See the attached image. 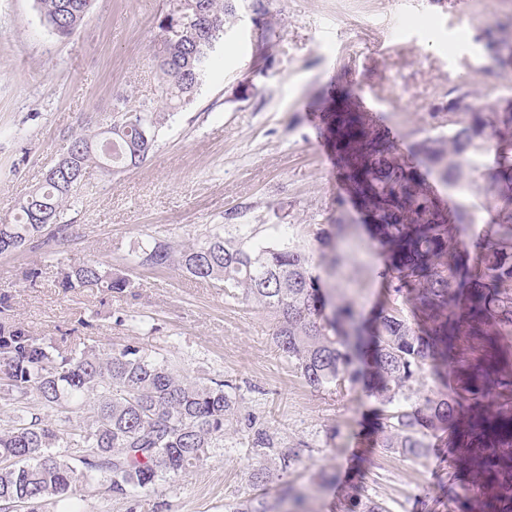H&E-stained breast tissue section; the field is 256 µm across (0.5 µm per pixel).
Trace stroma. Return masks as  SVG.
<instances>
[{
  "mask_svg": "<svg viewBox=\"0 0 512 512\" xmlns=\"http://www.w3.org/2000/svg\"><path fill=\"white\" fill-rule=\"evenodd\" d=\"M256 1L232 0L237 20L215 67L195 100L163 121L147 160L109 175L90 169L65 216L73 237L0 255V322L52 343L136 346L167 357L181 377L237 387L233 430L187 474L134 505L77 485L76 512H229L256 493L251 474L260 466L276 512H345L356 495L390 512H450L466 478L446 449L412 460L372 447L380 404L362 384L340 394L311 388L279 351L270 313L180 269L142 267L137 254L152 238L180 247L215 229L251 244L286 243L310 255L328 310L348 303L370 316L386 296L382 249L323 157L325 102L348 76L359 97H377L406 155L447 134L448 102L460 93L512 109V78L490 70L479 40L506 13L501 0H260L276 29L268 41ZM165 4L96 0L76 35L62 40L42 24L35 0H0V221L13 220L78 121L109 125L120 103L160 108L152 46ZM494 166V153L470 156L462 179L443 192L478 230L496 219L487 189ZM337 222L346 233L331 252L320 239ZM90 260L128 277L131 288H62L63 271ZM254 428L298 452L288 472L250 447ZM285 482L302 492L300 502L280 498Z\"/></svg>",
  "mask_w": 512,
  "mask_h": 512,
  "instance_id": "1",
  "label": "stroma"
}]
</instances>
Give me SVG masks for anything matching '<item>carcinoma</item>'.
<instances>
[{"label":"carcinoma","mask_w":512,"mask_h":512,"mask_svg":"<svg viewBox=\"0 0 512 512\" xmlns=\"http://www.w3.org/2000/svg\"><path fill=\"white\" fill-rule=\"evenodd\" d=\"M95 0H36L42 23L59 39L73 37ZM198 20L182 21L181 0L157 18L153 59L161 74L160 99L173 111L190 104L208 78L213 53L234 17L229 0H193ZM497 44L512 49V22L489 28ZM326 132L336 164L356 203L372 217L370 237L385 251V304L371 320L344 304L328 317L320 278L309 255L297 248L247 246L215 232L201 243L176 248L158 239L140 246L139 264L178 267L214 281L272 313L276 344L314 389L336 392L364 376L383 406L373 430L375 447L418 459L433 450L428 438L478 413L491 438L487 455L459 453L470 465L480 501L458 512L512 504V112L477 104L446 136L415 145L412 160L396 152L385 126L356 107L349 82ZM165 113H122L105 142L104 131L80 128L66 153L20 204L13 221L0 223V255L44 236L65 239L73 225L61 222L64 207L87 169L106 173L134 166L153 149ZM495 142L496 171L490 190L498 221L482 235H467L471 219L459 206L445 207L438 186L457 183L463 162ZM130 286L125 276L96 261L63 273L68 290L109 292ZM432 368L440 387L411 399L412 382ZM453 386H448V377ZM0 393L11 402L8 427L0 429V505L16 503L41 512L50 500L73 512V485L105 486L137 501L171 476L199 462L233 425L239 399L227 380L188 381L165 357L126 345L77 351L32 336L19 324L0 323ZM90 402L85 422H59L39 410ZM468 423L467 427L477 426ZM230 512H273L266 494L237 502ZM348 512H389L371 498L355 499Z\"/></svg>","instance_id":"1"}]
</instances>
